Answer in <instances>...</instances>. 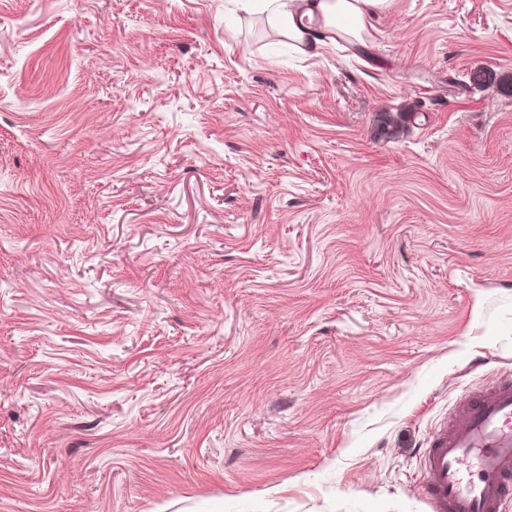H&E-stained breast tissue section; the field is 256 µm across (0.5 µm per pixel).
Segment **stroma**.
Returning a JSON list of instances; mask_svg holds the SVG:
<instances>
[{
	"label": "stroma",
	"instance_id": "1",
	"mask_svg": "<svg viewBox=\"0 0 512 512\" xmlns=\"http://www.w3.org/2000/svg\"><path fill=\"white\" fill-rule=\"evenodd\" d=\"M508 370L512 0H0V512H435ZM301 1V4L298 2ZM236 0L245 10L267 13L283 34L303 52L316 51L331 35L360 41L374 27L392 0Z\"/></svg>",
	"mask_w": 512,
	"mask_h": 512
}]
</instances>
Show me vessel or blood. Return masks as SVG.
<instances>
[{
	"mask_svg": "<svg viewBox=\"0 0 512 512\" xmlns=\"http://www.w3.org/2000/svg\"><path fill=\"white\" fill-rule=\"evenodd\" d=\"M423 480L436 512H500L512 489V374L458 400L454 424L432 436Z\"/></svg>",
	"mask_w": 512,
	"mask_h": 512,
	"instance_id": "b4317fda",
	"label": "vessel or blood"
}]
</instances>
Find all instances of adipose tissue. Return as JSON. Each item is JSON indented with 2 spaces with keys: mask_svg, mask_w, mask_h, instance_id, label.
I'll list each match as a JSON object with an SVG mask.
<instances>
[{
  "mask_svg": "<svg viewBox=\"0 0 512 512\" xmlns=\"http://www.w3.org/2000/svg\"><path fill=\"white\" fill-rule=\"evenodd\" d=\"M244 9L271 16L283 34L304 52L331 36L359 39L380 22L392 0H240Z\"/></svg>",
  "mask_w": 512,
  "mask_h": 512,
  "instance_id": "1",
  "label": "adipose tissue"
}]
</instances>
